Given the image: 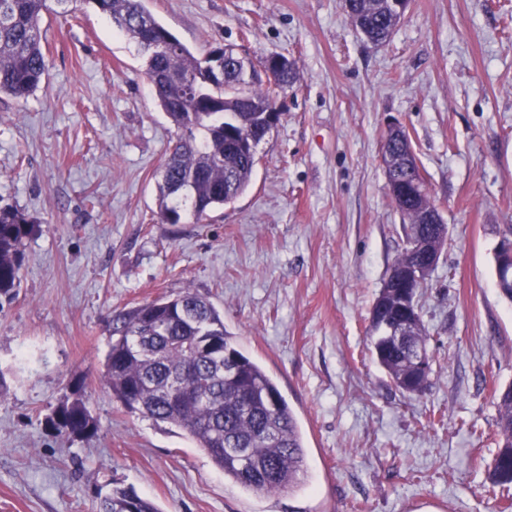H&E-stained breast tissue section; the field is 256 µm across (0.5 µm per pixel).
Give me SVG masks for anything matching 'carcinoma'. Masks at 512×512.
I'll use <instances>...</instances> for the list:
<instances>
[{
  "label": "carcinoma",
  "mask_w": 512,
  "mask_h": 512,
  "mask_svg": "<svg viewBox=\"0 0 512 512\" xmlns=\"http://www.w3.org/2000/svg\"><path fill=\"white\" fill-rule=\"evenodd\" d=\"M46 0H0V94L25 99L48 72L42 43ZM112 25L133 41L144 59L157 101L180 131L168 146L161 170L159 216L182 223L187 210L197 223L208 212L233 203L251 184L256 147L243 134L276 106L280 92L293 83L294 63L283 58L274 80L246 81L237 72L218 78L210 58L224 60V47L205 55L190 51L145 8L144 0H93ZM353 25L375 45L384 43L401 19L392 0H345ZM169 46L160 52L158 47ZM409 135L387 134L382 162L403 156ZM408 224L407 244L393 260L392 276L414 265L416 244L435 239L422 212L436 210L424 194L415 201L394 199ZM35 230L32 220L13 206L0 207V296H12L23 263L24 240ZM379 292L370 319L371 353L395 387L406 393L412 374L407 356L387 336V326L411 318V341L427 349L428 334L412 307L386 306ZM112 329L104 380L128 409L174 427L195 441L243 488L278 495L299 486L306 473L304 436L274 379L243 354L224 328V316L187 288L173 298H159L120 315ZM497 450L488 479L512 484V385L496 395ZM58 433L94 435V419L77 397L58 405L47 418ZM99 512H158L129 488L114 487Z\"/></svg>",
  "instance_id": "obj_1"
}]
</instances>
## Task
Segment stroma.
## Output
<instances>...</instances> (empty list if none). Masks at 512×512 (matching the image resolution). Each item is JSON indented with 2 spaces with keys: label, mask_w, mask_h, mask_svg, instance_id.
I'll use <instances>...</instances> for the list:
<instances>
[{
  "label": "stroma",
  "mask_w": 512,
  "mask_h": 512,
  "mask_svg": "<svg viewBox=\"0 0 512 512\" xmlns=\"http://www.w3.org/2000/svg\"><path fill=\"white\" fill-rule=\"evenodd\" d=\"M145 4L196 55H284L296 81L247 191L166 224L159 172L177 128L141 57L89 0H50L47 76L27 99L0 96V204L36 225L0 302V512H97L116 485L159 512H512V486L487 478L495 393L512 384L495 264L512 227V0H411L378 47L343 0ZM393 118L448 226L417 297L434 373L415 396L367 340L406 242L381 164ZM187 287L295 413L302 487L244 489L104 385L114 318ZM77 395L94 436L46 425Z\"/></svg>",
  "instance_id": "obj_1"
}]
</instances>
